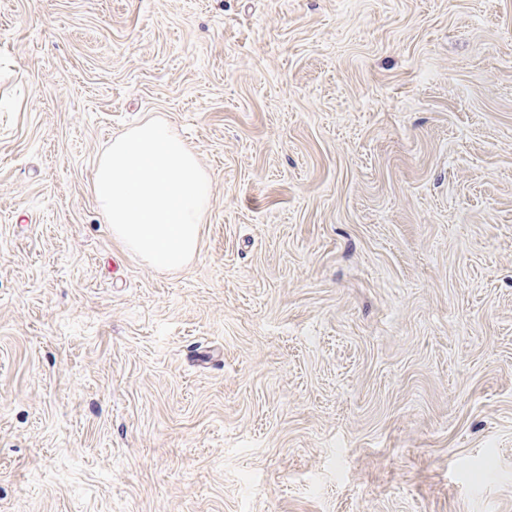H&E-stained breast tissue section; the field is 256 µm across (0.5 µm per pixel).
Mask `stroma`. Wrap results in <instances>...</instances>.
<instances>
[{"instance_id":"1","label":"stroma","mask_w":512,"mask_h":512,"mask_svg":"<svg viewBox=\"0 0 512 512\" xmlns=\"http://www.w3.org/2000/svg\"><path fill=\"white\" fill-rule=\"evenodd\" d=\"M154 117L170 272L90 190ZM0 512H512V0H0Z\"/></svg>"}]
</instances>
